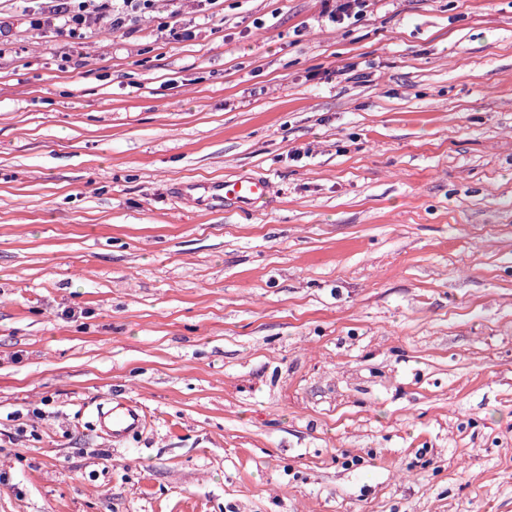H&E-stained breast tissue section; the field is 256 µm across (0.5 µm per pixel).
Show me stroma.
Masks as SVG:
<instances>
[{
  "label": "stroma",
  "mask_w": 512,
  "mask_h": 512,
  "mask_svg": "<svg viewBox=\"0 0 512 512\" xmlns=\"http://www.w3.org/2000/svg\"><path fill=\"white\" fill-rule=\"evenodd\" d=\"M38 9L0 0V512H512V0H155L78 54ZM370 0H338L336 8L326 11L328 19L334 23H341L346 19L357 18L369 7ZM271 191V182L266 177H241L193 185L188 197L195 203L201 201L224 206L228 202L240 208H248L270 198ZM98 424L109 437L121 439L143 429L145 416L137 406L130 403H111L99 412Z\"/></svg>",
  "instance_id": "stroma-1"
}]
</instances>
